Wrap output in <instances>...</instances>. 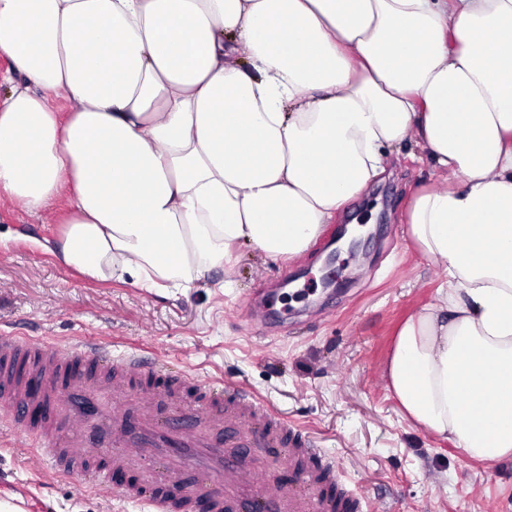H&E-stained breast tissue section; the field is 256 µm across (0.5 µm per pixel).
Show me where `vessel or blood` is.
<instances>
[{
    "mask_svg": "<svg viewBox=\"0 0 512 512\" xmlns=\"http://www.w3.org/2000/svg\"><path fill=\"white\" fill-rule=\"evenodd\" d=\"M0 428L33 434L38 455L56 475L106 480L124 503L148 512H341L330 490L321 449L301 426L251 389L187 369L157 354L112 356L97 340L52 344L0 333ZM245 447L261 449L290 482L271 481L239 466L215 446L225 425ZM90 425L112 433L98 447Z\"/></svg>",
    "mask_w": 512,
    "mask_h": 512,
    "instance_id": "1",
    "label": "vessel or blood"
}]
</instances>
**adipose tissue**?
I'll list each match as a JSON object with an SVG mask.
<instances>
[{
  "label": "adipose tissue",
  "mask_w": 512,
  "mask_h": 512,
  "mask_svg": "<svg viewBox=\"0 0 512 512\" xmlns=\"http://www.w3.org/2000/svg\"><path fill=\"white\" fill-rule=\"evenodd\" d=\"M0 56V197L67 194L60 260L148 291L304 253L415 142L406 234L448 278L387 388L512 459V0H0Z\"/></svg>",
  "instance_id": "ef3b65f1"
}]
</instances>
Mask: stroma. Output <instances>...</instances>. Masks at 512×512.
Here are the masks:
<instances>
[{
    "label": "stroma",
    "instance_id": "1",
    "mask_svg": "<svg viewBox=\"0 0 512 512\" xmlns=\"http://www.w3.org/2000/svg\"><path fill=\"white\" fill-rule=\"evenodd\" d=\"M372 195L346 204L303 254L274 259L236 245L194 287L162 294L91 279L55 254L68 202L31 214L0 199V330L97 338L114 355L151 349L203 377L245 384L304 427L341 483L386 512H512V460L493 466L406 421L386 389L398 325L432 302L446 272L404 235L413 190L435 180L414 142L390 148ZM367 221L369 258L351 260L348 288L321 285L339 225ZM281 318L262 325L261 297ZM0 512H146L82 481L46 474L25 436L0 432Z\"/></svg>",
    "mask_w": 512,
    "mask_h": 512
}]
</instances>
